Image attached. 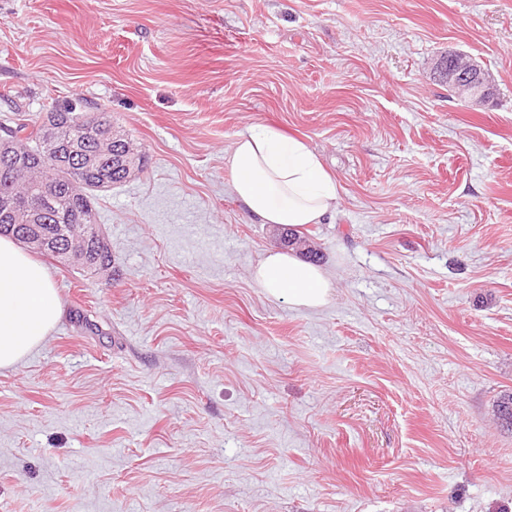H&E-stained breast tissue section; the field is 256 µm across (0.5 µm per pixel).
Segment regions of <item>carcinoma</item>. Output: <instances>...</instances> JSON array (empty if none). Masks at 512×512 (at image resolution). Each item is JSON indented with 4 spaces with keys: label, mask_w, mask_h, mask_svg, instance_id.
I'll list each match as a JSON object with an SVG mask.
<instances>
[{
    "label": "carcinoma",
    "mask_w": 512,
    "mask_h": 512,
    "mask_svg": "<svg viewBox=\"0 0 512 512\" xmlns=\"http://www.w3.org/2000/svg\"><path fill=\"white\" fill-rule=\"evenodd\" d=\"M60 134V148L53 155L44 153L41 147L39 116L19 113L9 128L12 140L24 150L26 171L6 174L11 158L0 154V199L17 198L29 192L40 193V189L28 186L31 179L39 180L51 197L43 204L42 214L36 225L20 226L22 220L15 213L0 209V236L20 239L25 233L41 235L51 246L41 254L54 259L61 257V242L66 240L71 229L89 233L90 268H103L112 264V254L95 228L96 212L93 196L100 191L102 178L108 184H120L128 179L127 166L137 170L144 167L141 156L128 155V142L115 131H110L115 152L101 155L97 150L96 137L100 127L112 125V116L107 112H82L70 109L52 113ZM92 164H87V158ZM498 419L512 430V395H506L497 404Z\"/></svg>",
    "instance_id": "cac0c4a2"
}]
</instances>
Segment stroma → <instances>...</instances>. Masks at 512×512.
Instances as JSON below:
<instances>
[{"instance_id":"obj_1","label":"stroma","mask_w":512,"mask_h":512,"mask_svg":"<svg viewBox=\"0 0 512 512\" xmlns=\"http://www.w3.org/2000/svg\"><path fill=\"white\" fill-rule=\"evenodd\" d=\"M71 105L147 163L94 201L110 269L41 259L63 317L0 370V512H512V0H0V118ZM251 125L338 186L297 230L321 308L252 278L285 245L232 189ZM437 77L448 85L467 90L472 106H482L493 86V78L477 58L451 52L436 64Z\"/></svg>"}]
</instances>
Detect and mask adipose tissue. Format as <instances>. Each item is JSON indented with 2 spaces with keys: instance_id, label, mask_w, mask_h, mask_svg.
Instances as JSON below:
<instances>
[{
  "instance_id": "adipose-tissue-1",
  "label": "adipose tissue",
  "mask_w": 512,
  "mask_h": 512,
  "mask_svg": "<svg viewBox=\"0 0 512 512\" xmlns=\"http://www.w3.org/2000/svg\"><path fill=\"white\" fill-rule=\"evenodd\" d=\"M228 160L234 194L258 223L320 224L336 211V183L300 139L254 126L238 135ZM252 277L269 296L295 307L319 308L330 296L325 272L289 253H266ZM60 317L45 266L11 238L0 237V369L41 345Z\"/></svg>"
}]
</instances>
